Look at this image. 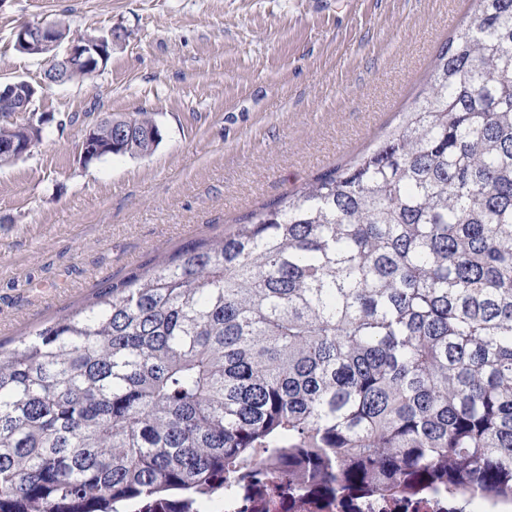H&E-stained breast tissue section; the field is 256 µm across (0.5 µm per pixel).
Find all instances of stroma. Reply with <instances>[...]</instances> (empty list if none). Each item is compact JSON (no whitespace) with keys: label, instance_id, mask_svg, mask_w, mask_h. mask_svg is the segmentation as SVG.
<instances>
[{"label":"stroma","instance_id":"obj_1","mask_svg":"<svg viewBox=\"0 0 512 512\" xmlns=\"http://www.w3.org/2000/svg\"><path fill=\"white\" fill-rule=\"evenodd\" d=\"M471 0H0V82L50 116L0 167V344L59 319L192 239L353 161L398 125ZM111 30L102 74L44 81L13 30ZM147 112L162 141L87 165L99 119Z\"/></svg>","mask_w":512,"mask_h":512}]
</instances>
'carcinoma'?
Masks as SVG:
<instances>
[{
  "label": "carcinoma",
  "mask_w": 512,
  "mask_h": 512,
  "mask_svg": "<svg viewBox=\"0 0 512 512\" xmlns=\"http://www.w3.org/2000/svg\"><path fill=\"white\" fill-rule=\"evenodd\" d=\"M93 154L144 157L146 113ZM512 497V0H473L381 144L0 352V512Z\"/></svg>",
  "instance_id": "cac0c4a2"
}]
</instances>
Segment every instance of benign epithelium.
<instances>
[{
  "label": "benign epithelium",
  "instance_id": "obj_1",
  "mask_svg": "<svg viewBox=\"0 0 512 512\" xmlns=\"http://www.w3.org/2000/svg\"><path fill=\"white\" fill-rule=\"evenodd\" d=\"M16 48L30 55H35L47 63L46 79L50 83L65 85L66 76L58 72V66L66 71L81 73L91 78L98 75L106 66L112 53V32L85 34L60 48L62 39L57 29L49 23L27 22L14 32ZM35 87L26 80H16L0 86V106L8 112L26 113L32 111ZM27 140L19 141L16 137L19 125L9 120L0 123V151L21 148V155L31 152L38 138L34 120L26 123Z\"/></svg>",
  "mask_w": 512,
  "mask_h": 512
}]
</instances>
